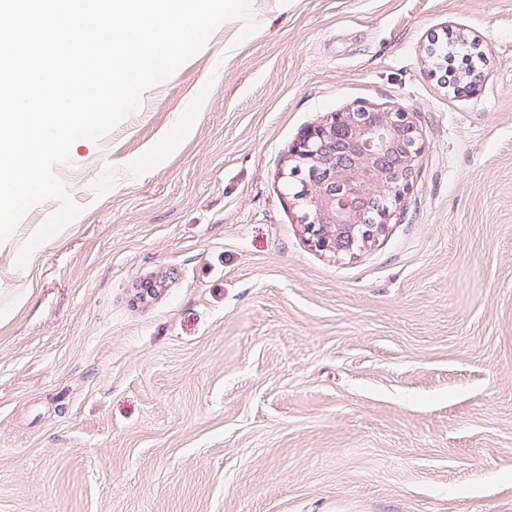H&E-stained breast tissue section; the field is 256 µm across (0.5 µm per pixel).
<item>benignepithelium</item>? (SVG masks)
Masks as SVG:
<instances>
[{
    "label": "benign epithelium",
    "mask_w": 512,
    "mask_h": 512,
    "mask_svg": "<svg viewBox=\"0 0 512 512\" xmlns=\"http://www.w3.org/2000/svg\"><path fill=\"white\" fill-rule=\"evenodd\" d=\"M419 140L414 113L379 106L333 112L308 128L280 178L309 244L344 258L381 236L419 171Z\"/></svg>",
    "instance_id": "obj_1"
}]
</instances>
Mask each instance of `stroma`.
Segmentation results:
<instances>
[{"instance_id": "35a3bbf8", "label": "stroma", "mask_w": 512, "mask_h": 512, "mask_svg": "<svg viewBox=\"0 0 512 512\" xmlns=\"http://www.w3.org/2000/svg\"><path fill=\"white\" fill-rule=\"evenodd\" d=\"M252 9L72 144L25 271L56 202L0 243V512H512V0ZM360 106L416 113L421 166L334 259L279 171Z\"/></svg>"}]
</instances>
